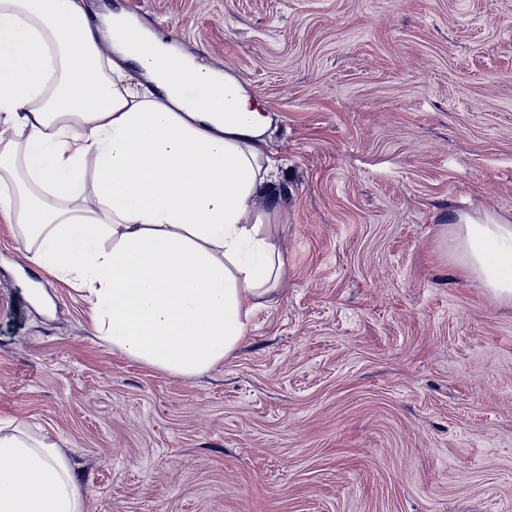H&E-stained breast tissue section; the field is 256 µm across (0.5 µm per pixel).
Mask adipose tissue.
<instances>
[{
    "mask_svg": "<svg viewBox=\"0 0 512 512\" xmlns=\"http://www.w3.org/2000/svg\"><path fill=\"white\" fill-rule=\"evenodd\" d=\"M0 0V210L30 260L83 293L96 337L175 377L221 365L285 276L271 224L276 119L231 76L169 50L125 12ZM452 259L512 305V224L458 215ZM0 512H83L56 443L0 424Z\"/></svg>",
    "mask_w": 512,
    "mask_h": 512,
    "instance_id": "obj_1",
    "label": "adipose tissue"
}]
</instances>
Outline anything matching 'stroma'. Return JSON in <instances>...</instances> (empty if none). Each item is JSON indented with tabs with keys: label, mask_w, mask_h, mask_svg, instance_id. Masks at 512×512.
I'll use <instances>...</instances> for the list:
<instances>
[{
	"label": "stroma",
	"mask_w": 512,
	"mask_h": 512,
	"mask_svg": "<svg viewBox=\"0 0 512 512\" xmlns=\"http://www.w3.org/2000/svg\"><path fill=\"white\" fill-rule=\"evenodd\" d=\"M275 113L285 279L192 378L99 340L0 221V419L85 512H512V306L450 261L512 221V0H84Z\"/></svg>",
	"instance_id": "1"
}]
</instances>
